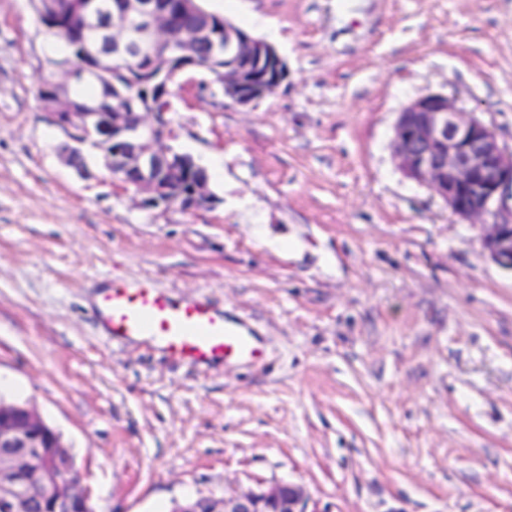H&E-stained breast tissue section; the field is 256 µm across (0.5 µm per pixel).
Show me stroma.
<instances>
[{
    "mask_svg": "<svg viewBox=\"0 0 512 512\" xmlns=\"http://www.w3.org/2000/svg\"><path fill=\"white\" fill-rule=\"evenodd\" d=\"M288 78L243 106L172 86L206 208L146 209L68 164L56 52L0 0V398L61 437L94 512L300 485L306 512H512V271L408 179L399 112L438 93L512 148V0H206ZM208 301L258 340L206 367L109 336L112 278Z\"/></svg>",
    "mask_w": 512,
    "mask_h": 512,
    "instance_id": "1",
    "label": "stroma"
}]
</instances>
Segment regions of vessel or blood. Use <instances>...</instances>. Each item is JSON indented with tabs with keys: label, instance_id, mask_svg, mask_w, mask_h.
Wrapping results in <instances>:
<instances>
[{
	"label": "vessel or blood",
	"instance_id": "obj_1",
	"mask_svg": "<svg viewBox=\"0 0 512 512\" xmlns=\"http://www.w3.org/2000/svg\"><path fill=\"white\" fill-rule=\"evenodd\" d=\"M98 311L113 337L143 339L175 359L206 366L260 354L255 337L223 312L200 300L177 299L147 280H112Z\"/></svg>",
	"mask_w": 512,
	"mask_h": 512
}]
</instances>
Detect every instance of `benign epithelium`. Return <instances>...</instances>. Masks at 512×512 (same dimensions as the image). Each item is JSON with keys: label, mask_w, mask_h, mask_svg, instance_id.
Returning <instances> with one entry per match:
<instances>
[{"label": "benign epithelium", "mask_w": 512, "mask_h": 512, "mask_svg": "<svg viewBox=\"0 0 512 512\" xmlns=\"http://www.w3.org/2000/svg\"><path fill=\"white\" fill-rule=\"evenodd\" d=\"M202 0H71L80 32L95 35V49L82 55L89 64L59 68L64 82H50L42 101L54 123L71 143L64 146L68 163L79 162L84 147L106 152L107 168L123 185L145 197L148 208L173 203L168 184L199 169L178 198L186 212L207 207L212 197L209 176L187 154L163 144L175 134L164 112H102L88 107L73 111L69 88L99 75L101 67L119 59L148 57L152 80L168 84L183 72L204 70L219 75L224 95L240 105L262 99L279 86L288 68L269 43L235 26H214ZM200 18L194 28H181L174 14ZM211 45L206 64L198 59L201 43ZM394 149L405 175L439 195L459 217L487 227L484 247L502 268L512 271V211L499 200L512 189V151L501 148L494 132L460 112L448 97L431 94L410 103L395 123ZM57 432L28 405L0 410V512H27L32 489L52 502L55 512H93L89 493L68 464L41 466L36 458L46 445L56 446ZM179 512H306L302 489L289 481L231 497L205 496L184 502Z\"/></svg>", "instance_id": "benign-epithelium-1"}]
</instances>
